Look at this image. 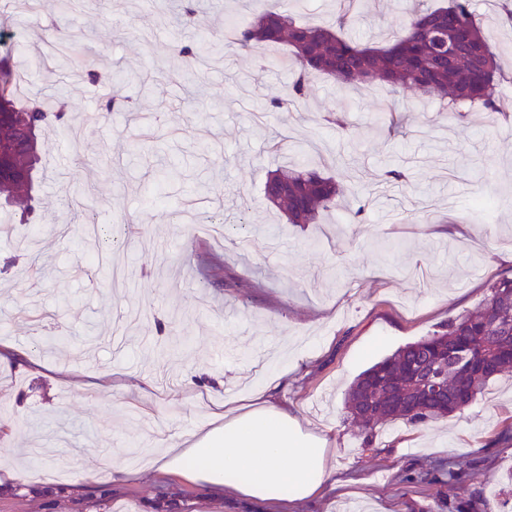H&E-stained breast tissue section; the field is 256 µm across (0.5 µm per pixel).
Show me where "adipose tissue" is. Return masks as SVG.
I'll list each match as a JSON object with an SVG mask.
<instances>
[{
	"label": "adipose tissue",
	"instance_id": "adipose-tissue-1",
	"mask_svg": "<svg viewBox=\"0 0 512 512\" xmlns=\"http://www.w3.org/2000/svg\"><path fill=\"white\" fill-rule=\"evenodd\" d=\"M165 446L154 460L159 473L269 507L320 498L336 483L324 436L304 429L266 388L191 432L169 435Z\"/></svg>",
	"mask_w": 512,
	"mask_h": 512
}]
</instances>
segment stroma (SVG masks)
<instances>
[{"label": "stroma", "instance_id": "35a3bbf8", "mask_svg": "<svg viewBox=\"0 0 512 512\" xmlns=\"http://www.w3.org/2000/svg\"><path fill=\"white\" fill-rule=\"evenodd\" d=\"M66 25L100 62L97 82L79 64L36 68L34 52L14 56L42 96L64 95L75 129L41 139L36 218L0 198V342L40 364L30 374L0 365V479L29 482L0 490V512H264L263 505L140 468L112 478V458L128 459L155 426L193 430L208 418L195 393L229 407L286 372L283 403L328 441L338 484L294 512H512L504 477L512 445V373L490 383L463 412L414 428L378 425L363 445L344 409L362 371L399 347L474 309L490 282L512 277V119L488 112L439 115L414 107L410 93L373 83L347 86L313 76L299 111L272 116L269 99L293 80L286 48L264 57L223 51L189 84L166 79L184 69L175 45L211 39L225 17L251 16L244 0H202L195 25L169 23L167 0H105ZM504 70L512 71V25L496 0H471ZM406 0H354L349 36L375 41L402 27ZM149 128L126 113L94 112L115 90ZM342 112L346 131L325 122ZM324 158L342 186L335 211L291 224L264 198L269 171L292 161L296 144ZM105 160L109 176L76 165ZM164 174H156V167ZM409 179L387 181L388 169ZM93 194L99 222L90 233L66 222L62 194ZM222 211V233L199 220L175 224L185 199ZM363 208L353 224L349 212ZM249 221L257 248L236 232ZM224 262L223 286L206 284L201 261ZM61 337L54 350L47 343ZM114 374L104 392L90 382ZM148 392H141L143 382ZM477 465L450 480L454 449Z\"/></svg>", "mask_w": 512, "mask_h": 512}]
</instances>
